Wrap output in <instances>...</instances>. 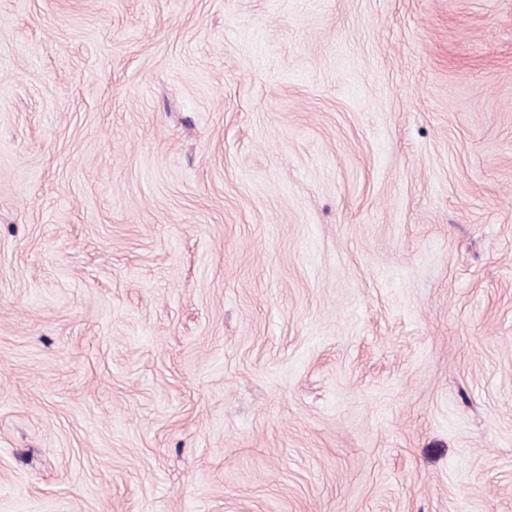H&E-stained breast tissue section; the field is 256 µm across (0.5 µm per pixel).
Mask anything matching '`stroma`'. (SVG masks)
<instances>
[{"label": "stroma", "mask_w": 512, "mask_h": 512, "mask_svg": "<svg viewBox=\"0 0 512 512\" xmlns=\"http://www.w3.org/2000/svg\"><path fill=\"white\" fill-rule=\"evenodd\" d=\"M0 512H512V0H0Z\"/></svg>", "instance_id": "stroma-1"}]
</instances>
